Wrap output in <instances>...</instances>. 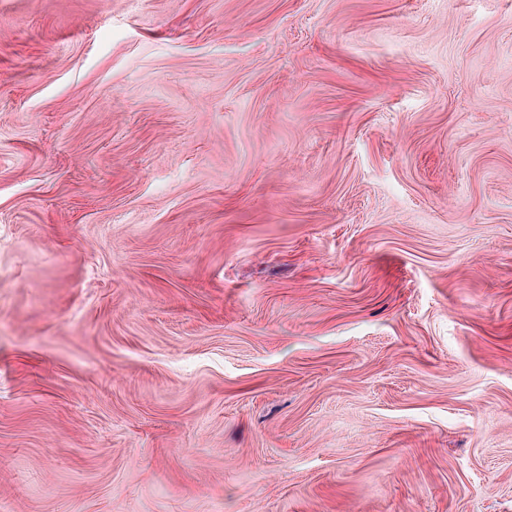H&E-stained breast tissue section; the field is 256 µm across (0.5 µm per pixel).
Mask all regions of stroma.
Masks as SVG:
<instances>
[{
	"instance_id": "1",
	"label": "stroma",
	"mask_w": 512,
	"mask_h": 512,
	"mask_svg": "<svg viewBox=\"0 0 512 512\" xmlns=\"http://www.w3.org/2000/svg\"><path fill=\"white\" fill-rule=\"evenodd\" d=\"M0 512H512V0H0Z\"/></svg>"
}]
</instances>
